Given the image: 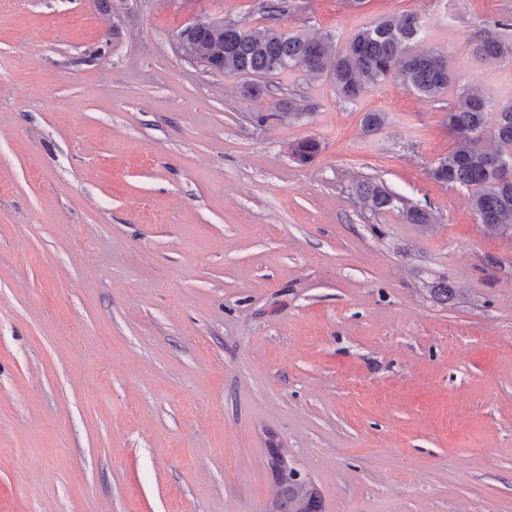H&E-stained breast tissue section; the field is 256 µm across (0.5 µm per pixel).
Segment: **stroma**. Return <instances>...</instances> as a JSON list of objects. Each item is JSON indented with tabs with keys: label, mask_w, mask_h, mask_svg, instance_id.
Wrapping results in <instances>:
<instances>
[{
	"label": "stroma",
	"mask_w": 512,
	"mask_h": 512,
	"mask_svg": "<svg viewBox=\"0 0 512 512\" xmlns=\"http://www.w3.org/2000/svg\"><path fill=\"white\" fill-rule=\"evenodd\" d=\"M259 3L0 0V512H268L273 444L324 512H512V237L432 179L457 135L401 76L253 97L184 58L185 25ZM405 14L452 90L512 98V61H469L512 0H286L279 26ZM354 188L361 200L371 211L388 210L395 206V202L399 201L396 195L376 182H357Z\"/></svg>",
	"instance_id": "35a3bbf8"
}]
</instances>
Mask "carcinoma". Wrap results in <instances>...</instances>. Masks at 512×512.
<instances>
[{"instance_id": "carcinoma-1", "label": "carcinoma", "mask_w": 512, "mask_h": 512, "mask_svg": "<svg viewBox=\"0 0 512 512\" xmlns=\"http://www.w3.org/2000/svg\"><path fill=\"white\" fill-rule=\"evenodd\" d=\"M284 8L285 0H262L268 25L247 28L233 21L215 28L195 23L182 29L180 36L207 69L251 79L246 89L255 97L264 93L256 78L294 68L328 80L350 101L393 72L431 101H439L448 93L452 77L445 56L435 50H414L423 30L417 16L384 17L365 25L339 49L330 34L310 38L275 27ZM470 56L480 65L512 59V40L487 31L475 41ZM490 107V100L479 91L464 90L457 100L448 101L445 122L462 138L433 163L431 176L443 185L471 191V205L480 222L511 237L512 170L508 167H512V99L498 103L495 112ZM319 152L320 143L313 138L297 142L292 149L304 164ZM355 191L372 211L388 210L397 202L396 195L376 182H358ZM404 213L410 224L435 220L432 212L418 205L404 207ZM270 466L276 486L271 512H322L319 492L306 477L299 476L280 449H270Z\"/></svg>"}]
</instances>
